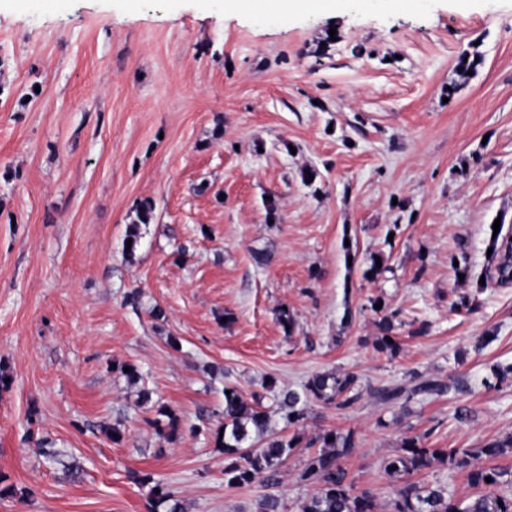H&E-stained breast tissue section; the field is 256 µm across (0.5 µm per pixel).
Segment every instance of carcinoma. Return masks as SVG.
<instances>
[{
	"label": "carcinoma",
	"mask_w": 512,
	"mask_h": 512,
	"mask_svg": "<svg viewBox=\"0 0 512 512\" xmlns=\"http://www.w3.org/2000/svg\"><path fill=\"white\" fill-rule=\"evenodd\" d=\"M138 222L149 224L154 218V201L142 198L136 205ZM377 326L381 336L377 349L392 354L398 343L389 342L395 329V313H385ZM357 376L352 373L315 374L300 390L284 388L275 395V409L265 410L260 397L247 401L234 386L224 390L222 420L212 430L216 451L224 455V485L240 488L256 482L268 489L255 501L253 512H282L281 496L270 492L283 483V465L301 445L297 433L285 435L272 427L273 417H278L283 428L290 429L306 419L307 406L312 401L332 404L338 409L350 407L358 398L354 393ZM450 386L435 379L419 378L413 385H389L375 390L382 404L400 400L409 401L417 396H444ZM158 434L174 430L179 417L165 405L157 409V418L150 421ZM428 434L409 435L402 439L400 451L386 457L381 468L385 474L404 479L403 486L390 500V512H512V496L499 494L494 487L501 484L505 472L496 467L480 464V458H496L512 450V435L503 441L489 443L482 448H431ZM320 449L308 453L301 462L297 479L316 486L315 493L298 501L296 512H377L376 499L367 490H358L344 460L357 448L354 432L345 434L334 430L317 439ZM435 466L467 473L469 483L480 489L465 505H460L448 485L437 481L415 479ZM491 481H486V478ZM134 481L151 485L150 512H186L182 498L150 473L135 474Z\"/></svg>",
	"instance_id": "obj_1"
}]
</instances>
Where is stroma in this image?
I'll list each match as a JSON object with an SVG mask.
<instances>
[{
	"mask_svg": "<svg viewBox=\"0 0 512 512\" xmlns=\"http://www.w3.org/2000/svg\"><path fill=\"white\" fill-rule=\"evenodd\" d=\"M465 50L481 63L464 78ZM497 229L512 234V0H0V512H149L136 472L188 512H250L260 485L227 488L212 443L224 387L268 407L263 381L324 372L355 373L359 398L311 403L299 433L354 431L346 467L383 510L403 437L512 435V375L494 377L512 284L480 282ZM376 298L397 354L376 348ZM417 376L453 389L373 396ZM161 404L180 419L167 438Z\"/></svg>",
	"mask_w": 512,
	"mask_h": 512,
	"instance_id": "stroma-1",
	"label": "stroma"
}]
</instances>
